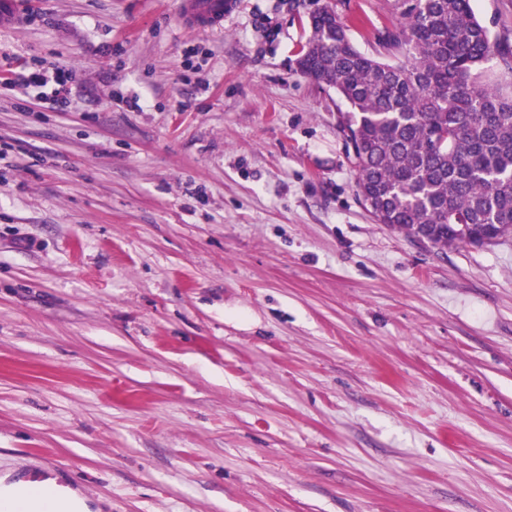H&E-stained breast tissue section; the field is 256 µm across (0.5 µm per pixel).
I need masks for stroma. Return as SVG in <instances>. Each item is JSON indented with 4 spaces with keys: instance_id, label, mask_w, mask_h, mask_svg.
<instances>
[{
    "instance_id": "1",
    "label": "stroma",
    "mask_w": 512,
    "mask_h": 512,
    "mask_svg": "<svg viewBox=\"0 0 512 512\" xmlns=\"http://www.w3.org/2000/svg\"><path fill=\"white\" fill-rule=\"evenodd\" d=\"M32 0L0 28V475L95 512H512V243L375 223L297 20ZM512 42V0H473ZM54 64L62 103L19 85ZM139 109H132V99Z\"/></svg>"
}]
</instances>
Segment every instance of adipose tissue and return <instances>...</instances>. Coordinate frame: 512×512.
Returning a JSON list of instances; mask_svg holds the SVG:
<instances>
[{"mask_svg":"<svg viewBox=\"0 0 512 512\" xmlns=\"http://www.w3.org/2000/svg\"><path fill=\"white\" fill-rule=\"evenodd\" d=\"M0 512H91L77 492L59 486L55 479L0 477Z\"/></svg>","mask_w":512,"mask_h":512,"instance_id":"1","label":"adipose tissue"}]
</instances>
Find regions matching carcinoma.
<instances>
[{
    "label": "carcinoma",
    "mask_w": 512,
    "mask_h": 512,
    "mask_svg": "<svg viewBox=\"0 0 512 512\" xmlns=\"http://www.w3.org/2000/svg\"><path fill=\"white\" fill-rule=\"evenodd\" d=\"M397 25L359 49L333 7L304 15L301 74L336 91L354 183L373 220L439 252L512 238V94L480 80L512 45L494 39L471 0H394Z\"/></svg>",
    "instance_id": "carcinoma-1"
}]
</instances>
